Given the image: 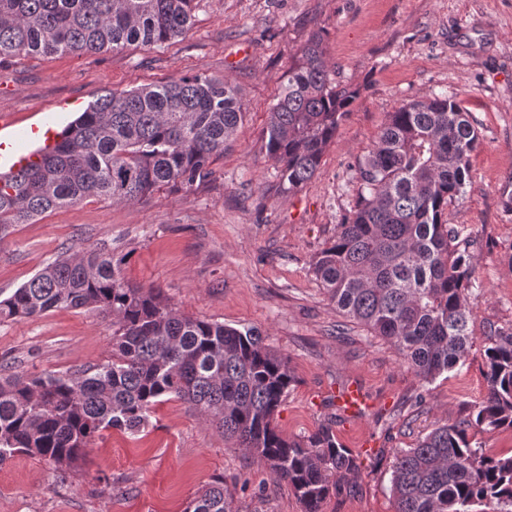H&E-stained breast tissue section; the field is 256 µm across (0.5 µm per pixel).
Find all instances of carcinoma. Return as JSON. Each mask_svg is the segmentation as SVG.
<instances>
[{
	"label": "carcinoma",
	"instance_id": "obj_1",
	"mask_svg": "<svg viewBox=\"0 0 512 512\" xmlns=\"http://www.w3.org/2000/svg\"><path fill=\"white\" fill-rule=\"evenodd\" d=\"M194 0H0V60L161 46L192 24ZM313 33L288 68L265 148L283 191L311 180L359 89L336 81ZM236 87L198 73L162 85L107 91L70 123L40 161L0 175V240L21 224L90 198L134 204L161 186L191 185L243 123ZM480 146L469 113L444 93L388 114L354 165L356 200L309 270L349 320L393 344L424 382L463 367L472 347L467 295L476 278L470 240L448 223ZM127 256L60 257L0 299V321L57 308L112 318V360L65 375L0 372V464L38 456L64 473L108 429L132 436L164 396L185 399L234 447L291 486L303 512H322L336 482L357 473L328 427L289 439L275 412L294 376L253 328L187 316L158 288L130 284ZM487 390L469 416L433 428L392 464L396 512H512V455L467 439L472 428L512 429V327L490 332ZM185 512H239L224 484Z\"/></svg>",
	"mask_w": 512,
	"mask_h": 512
}]
</instances>
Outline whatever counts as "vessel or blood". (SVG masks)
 Masks as SVG:
<instances>
[{"label": "vessel or blood", "mask_w": 512, "mask_h": 512, "mask_svg": "<svg viewBox=\"0 0 512 512\" xmlns=\"http://www.w3.org/2000/svg\"><path fill=\"white\" fill-rule=\"evenodd\" d=\"M38 142L54 145L52 120L44 117L25 126L18 114L0 113V168L14 173L36 161V154L28 152L27 146Z\"/></svg>", "instance_id": "1"}]
</instances>
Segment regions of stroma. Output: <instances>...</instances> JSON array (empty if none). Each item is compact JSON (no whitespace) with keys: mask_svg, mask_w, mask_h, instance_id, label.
<instances>
[{"mask_svg":"<svg viewBox=\"0 0 512 512\" xmlns=\"http://www.w3.org/2000/svg\"><path fill=\"white\" fill-rule=\"evenodd\" d=\"M315 32L337 81L360 95L319 171L289 194L263 131ZM196 73L230 79L246 109L211 175L134 204L89 199L19 225L0 240V290L12 292L66 253L106 247L127 255L131 283L163 289L192 317L256 328L288 358L295 381L276 412L278 429L303 439L331 428L358 465L323 512H395V453L482 401L486 338L512 326V0H196L191 29L160 47L1 61L0 113L51 112L63 126L105 90ZM446 91L481 139L465 198L448 207L449 223L470 235L480 288L468 298L465 366L426 383L391 343L341 316L308 268L353 206L352 167L388 113ZM111 355L112 320L96 311L0 322V370L8 373L61 375ZM351 384L366 397L357 413L338 398ZM217 482L240 512H301L286 482L172 397L154 406L138 436L102 431L66 478L27 454L1 464L0 512H185Z\"/></svg>","mask_w":512,"mask_h":512,"instance_id":"stroma-1","label":"stroma"}]
</instances>
